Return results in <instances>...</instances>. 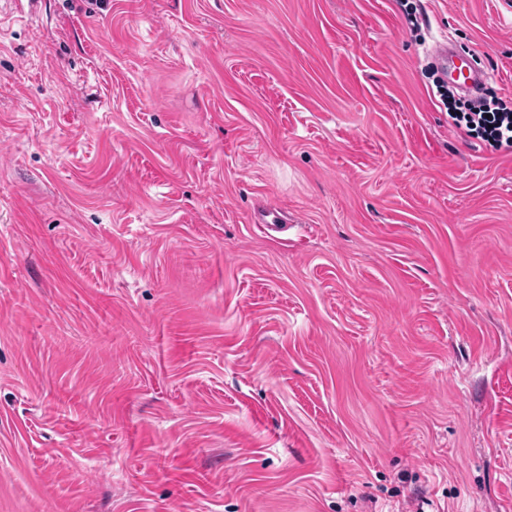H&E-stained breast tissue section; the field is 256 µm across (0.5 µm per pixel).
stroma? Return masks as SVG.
<instances>
[{
	"instance_id": "1",
	"label": "stroma",
	"mask_w": 512,
	"mask_h": 512,
	"mask_svg": "<svg viewBox=\"0 0 512 512\" xmlns=\"http://www.w3.org/2000/svg\"><path fill=\"white\" fill-rule=\"evenodd\" d=\"M412 2L0 0V512H512V0ZM429 56L442 77L460 91H479L489 76L481 70L472 57L458 51L447 38L434 43ZM437 94L448 109V123L466 135L480 139L494 151L512 153V102L497 96L480 97V105L468 104L463 111L455 93L444 81L436 80ZM286 221L287 216L279 207L267 204L256 208L250 218V223L262 224L268 232L284 231L288 225H282V223Z\"/></svg>"
}]
</instances>
